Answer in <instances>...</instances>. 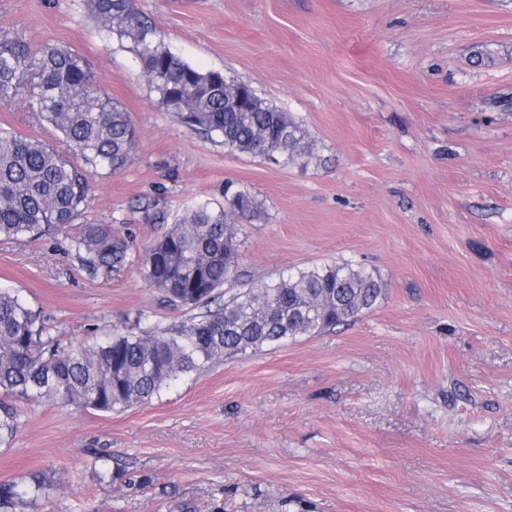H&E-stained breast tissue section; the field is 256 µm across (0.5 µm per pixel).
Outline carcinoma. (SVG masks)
<instances>
[{
  "instance_id": "1",
  "label": "carcinoma",
  "mask_w": 512,
  "mask_h": 512,
  "mask_svg": "<svg viewBox=\"0 0 512 512\" xmlns=\"http://www.w3.org/2000/svg\"><path fill=\"white\" fill-rule=\"evenodd\" d=\"M104 31L127 38L159 103L189 130L217 135L231 150L282 164L316 156L307 132L251 94L248 111L224 89V73L204 70L167 48L131 0H88ZM23 101L62 137L63 153L0 128V239L54 237L84 213L89 176L130 162L136 130L129 113L100 90L86 59L67 48L33 50L0 30V106ZM254 210L236 192L230 210L199 204L141 257L144 276L168 302L206 311L161 331L129 330L59 349L42 311L17 291L0 290V446L20 424L16 403L75 404L101 412L146 404L172 382L219 362L297 336L346 325L382 296L378 277L348 261L282 273L221 302L238 269L237 216ZM91 278L132 262L129 245L105 224H84L69 239ZM215 308H209L210 304ZM53 486L41 472L0 482V512H30Z\"/></svg>"
}]
</instances>
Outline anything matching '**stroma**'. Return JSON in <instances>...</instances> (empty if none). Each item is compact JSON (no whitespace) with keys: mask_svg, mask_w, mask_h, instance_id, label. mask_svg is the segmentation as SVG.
Listing matches in <instances>:
<instances>
[{"mask_svg":"<svg viewBox=\"0 0 512 512\" xmlns=\"http://www.w3.org/2000/svg\"><path fill=\"white\" fill-rule=\"evenodd\" d=\"M132 4L185 61L287 112L318 158L272 164L178 124L86 0H0V28L80 53L137 129L131 163L92 177L80 223L110 225L136 257L187 208H225L230 186L258 209L238 220L225 296L343 259L383 296L144 405L20 404L0 482L53 476L35 512H512V0ZM0 127L57 138L20 102ZM67 248L0 240V289L64 348L191 317L136 260L92 279Z\"/></svg>","mask_w":512,"mask_h":512,"instance_id":"35a3bbf8","label":"stroma"}]
</instances>
